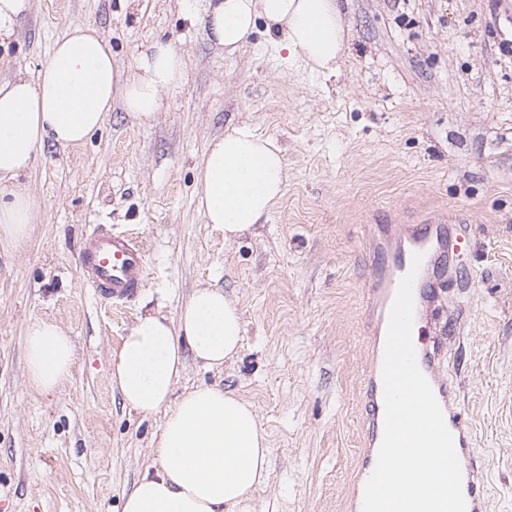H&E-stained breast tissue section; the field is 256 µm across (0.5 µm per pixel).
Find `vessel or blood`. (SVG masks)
<instances>
[{
  "instance_id": "obj_1",
  "label": "vessel or blood",
  "mask_w": 512,
  "mask_h": 512,
  "mask_svg": "<svg viewBox=\"0 0 512 512\" xmlns=\"http://www.w3.org/2000/svg\"><path fill=\"white\" fill-rule=\"evenodd\" d=\"M467 243L464 227H450L441 222L406 224L399 239L388 248L373 249V267L364 290L372 312V359L364 372V404L367 436L362 460L361 476L369 478L377 459L383 437L384 403L382 366L385 342L382 338L388 327L389 311L401 279L415 272L413 285L414 312L436 315V271L442 256L457 255ZM423 253L419 270H412V256ZM78 261L86 285L102 302L123 304L133 300L147 281V257L140 240L123 231L104 225L94 228L83 240ZM460 332V318L456 310L448 312L447 337L434 338L426 347L417 349L419 368L429 381L444 413L445 422L453 435L461 464L462 490L467 512H487V485L483 467L473 450V427L465 418L459 404L453 379L441 376L436 366L448 353V341Z\"/></svg>"
}]
</instances>
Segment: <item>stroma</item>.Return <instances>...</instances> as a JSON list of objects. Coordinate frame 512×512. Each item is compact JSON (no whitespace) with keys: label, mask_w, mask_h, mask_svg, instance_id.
I'll return each instance as SVG.
<instances>
[{"label":"stroma","mask_w":512,"mask_h":512,"mask_svg":"<svg viewBox=\"0 0 512 512\" xmlns=\"http://www.w3.org/2000/svg\"><path fill=\"white\" fill-rule=\"evenodd\" d=\"M349 30L339 75L287 63L266 32L232 55L199 23L205 0H32L0 40V73L35 77L69 26L92 23L121 67L174 40L188 80L151 120L114 108L80 145H47L28 185L42 217L28 244L0 246V512H121L153 465L163 413L124 407L110 359L140 315L176 317L194 289L237 305L240 356L188 360L176 389L220 384L269 438L268 480L241 512H348L364 447L369 359L363 289L389 217L465 226L471 285L441 272L464 307L446 369L471 415L488 512H512V0H339ZM247 124L288 164L284 195L252 235L206 223L195 175L209 141ZM138 236L146 286L110 307L83 282L84 236ZM72 337L74 378L27 385L24 329Z\"/></svg>","instance_id":"1"}]
</instances>
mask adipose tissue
Returning <instances> with one entry per match:
<instances>
[{
  "label": "adipose tissue",
  "instance_id": "obj_1",
  "mask_svg": "<svg viewBox=\"0 0 512 512\" xmlns=\"http://www.w3.org/2000/svg\"><path fill=\"white\" fill-rule=\"evenodd\" d=\"M261 26L289 58L319 75L338 74L346 33L337 0H206L205 36L227 53L248 45ZM186 80V59L172 41L154 40L124 70L88 23L55 42L36 79H0V244L23 245L39 219L40 204L22 178L46 144L83 143L116 105L134 120L154 118ZM286 178L282 148L234 126L207 145L196 175L199 206L232 240L266 220ZM244 333L236 304L207 286L176 319L142 315L124 336L113 384L130 409L166 417L153 440L154 468L124 494L122 512H238L266 482L268 437L250 405L216 384L174 393L188 359L222 367L240 353ZM24 347L31 390L54 391L70 380L75 346L58 324L32 322Z\"/></svg>",
  "mask_w": 512,
  "mask_h": 512
}]
</instances>
